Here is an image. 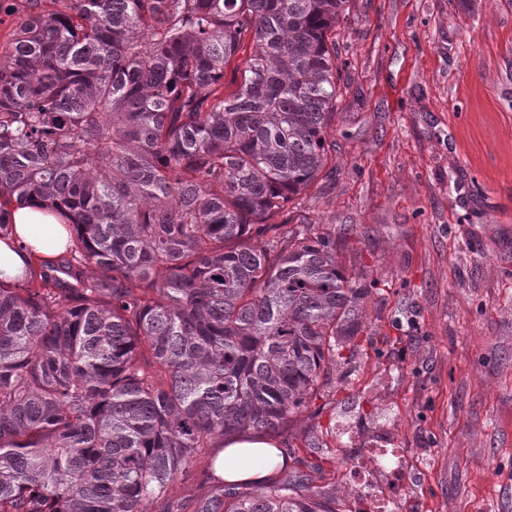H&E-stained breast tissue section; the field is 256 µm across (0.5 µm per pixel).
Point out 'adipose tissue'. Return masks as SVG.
<instances>
[{
	"label": "adipose tissue",
	"instance_id": "ef3b65f1",
	"mask_svg": "<svg viewBox=\"0 0 512 512\" xmlns=\"http://www.w3.org/2000/svg\"><path fill=\"white\" fill-rule=\"evenodd\" d=\"M12 222V238L0 241V279L12 280L41 262L56 259L70 243L68 227L40 204L13 209ZM284 460V451L274 439L238 437L225 441L215 469L229 483H262L275 478Z\"/></svg>",
	"mask_w": 512,
	"mask_h": 512
}]
</instances>
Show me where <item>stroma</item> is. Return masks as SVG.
<instances>
[{
	"instance_id": "35a3bbf8",
	"label": "stroma",
	"mask_w": 512,
	"mask_h": 512,
	"mask_svg": "<svg viewBox=\"0 0 512 512\" xmlns=\"http://www.w3.org/2000/svg\"><path fill=\"white\" fill-rule=\"evenodd\" d=\"M337 50L332 171L295 221L335 231L370 294L288 467L333 473L347 512H512V0H352ZM377 448L399 474L351 482Z\"/></svg>"
}]
</instances>
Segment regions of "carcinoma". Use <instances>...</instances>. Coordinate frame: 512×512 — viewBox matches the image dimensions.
<instances>
[{"mask_svg": "<svg viewBox=\"0 0 512 512\" xmlns=\"http://www.w3.org/2000/svg\"><path fill=\"white\" fill-rule=\"evenodd\" d=\"M350 2L0 0V240L33 199L74 231L0 280V512H182L200 456L333 392L369 289L288 224ZM209 476L196 512H336L318 465Z\"/></svg>", "mask_w": 512, "mask_h": 512, "instance_id": "obj_1", "label": "carcinoma"}]
</instances>
